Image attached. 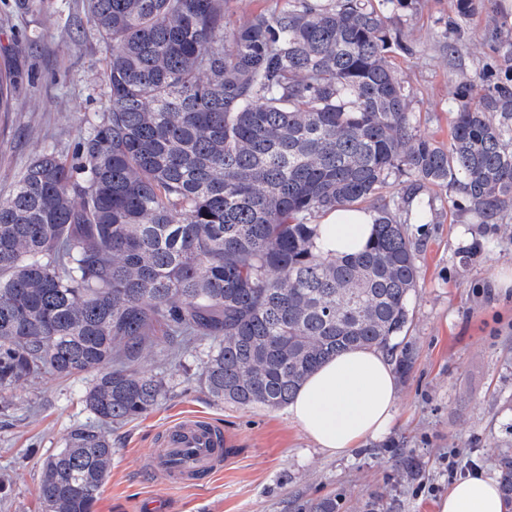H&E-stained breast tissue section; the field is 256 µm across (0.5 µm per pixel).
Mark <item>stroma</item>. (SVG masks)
I'll use <instances>...</instances> for the list:
<instances>
[{"label": "stroma", "mask_w": 512, "mask_h": 512, "mask_svg": "<svg viewBox=\"0 0 512 512\" xmlns=\"http://www.w3.org/2000/svg\"><path fill=\"white\" fill-rule=\"evenodd\" d=\"M452 0H412L389 26L411 46L394 65L412 92L415 132L450 137L449 101L458 72L478 73L503 49L489 28L512 30V0L471 17L449 52L444 33ZM18 74L9 109L0 112V198L44 147L70 155L84 116L101 108L105 52L82 0H0V62ZM434 224L411 226L419 270L402 342L413 361L398 376L389 432L348 456L316 448L287 408L238 407L212 400L198 382L202 353L163 365L146 350L141 367L164 372L168 393L142 418L111 432L112 467L94 512H306L332 498L336 512H437L454 477L449 465H478L498 478V457L512 454V289L492 286L512 267V214L474 224L452 196L433 194ZM470 233L473 242L463 245ZM86 379L46 376L17 387L0 411V512H43L41 464L71 431L91 422ZM211 418L236 440L235 460L208 483L174 488L155 476L151 456L162 429L183 416Z\"/></svg>", "instance_id": "35a3bbf8"}]
</instances>
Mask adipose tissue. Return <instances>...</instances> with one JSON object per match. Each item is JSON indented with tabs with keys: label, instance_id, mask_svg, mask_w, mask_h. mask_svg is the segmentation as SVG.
Listing matches in <instances>:
<instances>
[{
	"label": "adipose tissue",
	"instance_id": "ef3b65f1",
	"mask_svg": "<svg viewBox=\"0 0 512 512\" xmlns=\"http://www.w3.org/2000/svg\"><path fill=\"white\" fill-rule=\"evenodd\" d=\"M375 215L368 209H336L320 220L319 249L326 254L362 250ZM397 379L386 356L374 349L346 351L309 375L288 407L292 419L318 448L350 454L384 435L395 417ZM438 512H507L496 482L482 470L457 479Z\"/></svg>",
	"mask_w": 512,
	"mask_h": 512
}]
</instances>
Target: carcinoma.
Returning <instances> with one entry per match:
<instances>
[{"instance_id": "carcinoma-1", "label": "carcinoma", "mask_w": 512, "mask_h": 512, "mask_svg": "<svg viewBox=\"0 0 512 512\" xmlns=\"http://www.w3.org/2000/svg\"><path fill=\"white\" fill-rule=\"evenodd\" d=\"M226 0H83L105 51L101 111L71 158L35 155L0 200V409L32 379L91 376L93 423L41 465L43 512H93L112 427L166 397L140 367L162 347L205 360L217 403L280 408L326 360L394 352L417 286L408 224L376 210L362 252L316 249L320 218L396 182L416 224L429 192L480 224L512 212L511 50L456 76L449 143L414 133L385 9L287 0L228 25ZM449 29L485 8L453 0ZM13 70L0 67V112ZM512 505V455L499 462Z\"/></svg>"}]
</instances>
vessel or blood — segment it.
I'll use <instances>...</instances> for the list:
<instances>
[{
	"mask_svg": "<svg viewBox=\"0 0 512 512\" xmlns=\"http://www.w3.org/2000/svg\"><path fill=\"white\" fill-rule=\"evenodd\" d=\"M231 445L211 419L188 416L161 432L151 466L169 486H200L233 459Z\"/></svg>",
	"mask_w": 512,
	"mask_h": 512,
	"instance_id": "1",
	"label": "vessel or blood"
}]
</instances>
